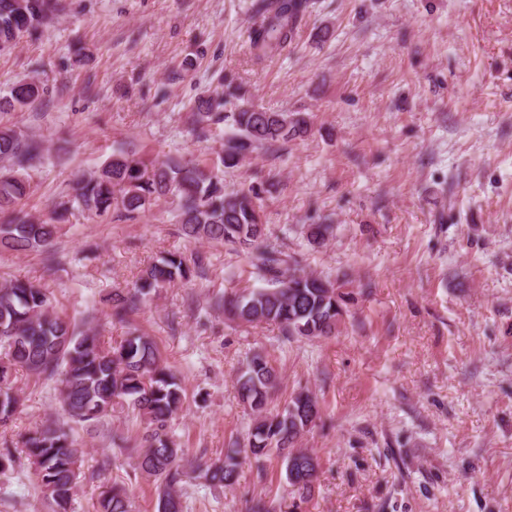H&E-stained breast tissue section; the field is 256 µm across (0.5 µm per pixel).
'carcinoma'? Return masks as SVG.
<instances>
[{
	"label": "carcinoma",
	"instance_id": "1",
	"mask_svg": "<svg viewBox=\"0 0 512 512\" xmlns=\"http://www.w3.org/2000/svg\"><path fill=\"white\" fill-rule=\"evenodd\" d=\"M305 9L306 0H260L261 22L252 37L255 60L260 62L291 42L295 23ZM60 10V0H0V48L13 45L21 32L37 28ZM38 95L36 84H20L0 100V106H26ZM237 97L235 92H217L199 100L193 113L201 132L212 125L229 127L220 157L226 168L238 166L259 148L276 147L308 132L309 121L298 112L267 111L245 100L234 111H224L228 99ZM42 153L41 140L0 127V213L9 214L7 222L0 224V250L45 253V276L56 271L52 246L73 209L95 217L111 212L133 217L170 197L177 200L178 221L187 237L247 253L251 266L267 283L218 297L216 305L229 318L242 324H274L284 336L312 339L334 334L348 313L353 297L342 291L347 282L297 270L288 254L269 240L260 219V192L229 191L223 180L192 161L145 160L118 152L99 170L78 178L73 195L56 204L52 217L35 220L17 211L16 205L30 193V183L21 171ZM331 232L329 224H311L308 240L321 245ZM201 269L198 259L190 266L177 253L161 257L132 287L112 290L106 298L112 319L125 321L158 289L188 281ZM20 372L57 383L68 421L49 420L26 434L17 455L9 449L1 452L0 472L12 469L18 457H23L45 498L55 506L54 512H69L82 473L84 459L72 438V425L95 426L123 402L144 423L137 444L142 449L137 468L158 482L157 512H183V483L192 472L229 489L236 483L238 448L227 449L224 458L211 463L189 469L182 464L183 450L167 432L169 421L183 404L181 381L152 337L131 332L107 345L90 324H79L57 311L52 293L43 284L14 279L0 284L1 427L13 421L22 405L15 387ZM277 380L275 368L262 351L252 353L237 373L238 397L254 415L248 452L257 460L273 454L281 457L287 484L309 496L318 461L298 447V441L319 418V402L300 391L283 411H269ZM99 512H131L125 487L104 486Z\"/></svg>",
	"mask_w": 512,
	"mask_h": 512
}]
</instances>
